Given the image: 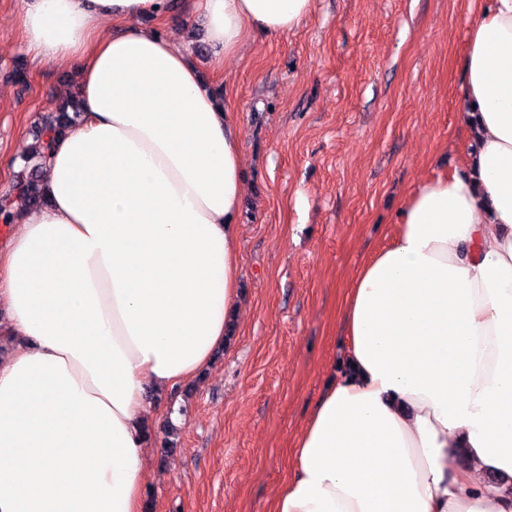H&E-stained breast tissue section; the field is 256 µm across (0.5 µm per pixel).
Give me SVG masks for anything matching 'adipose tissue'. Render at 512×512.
Segmentation results:
<instances>
[{
    "label": "adipose tissue",
    "mask_w": 512,
    "mask_h": 512,
    "mask_svg": "<svg viewBox=\"0 0 512 512\" xmlns=\"http://www.w3.org/2000/svg\"><path fill=\"white\" fill-rule=\"evenodd\" d=\"M34 61L78 64L49 202L0 244V512H142L149 390L197 377L238 299L241 129L173 40L170 0H17ZM315 0H189L222 69ZM471 145L413 189L343 301L346 371L270 512H512V0L464 57ZM466 467L455 465L458 451Z\"/></svg>",
    "instance_id": "1"
}]
</instances>
